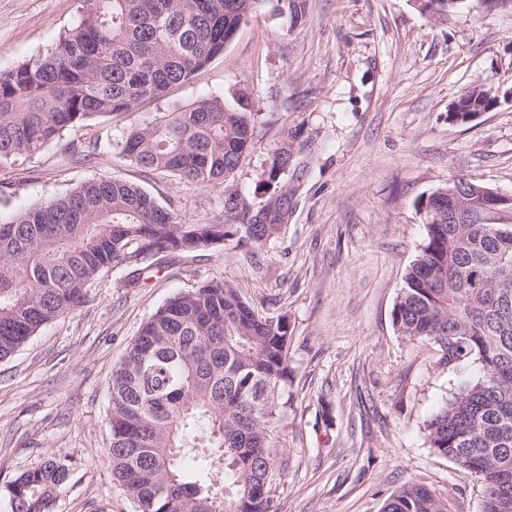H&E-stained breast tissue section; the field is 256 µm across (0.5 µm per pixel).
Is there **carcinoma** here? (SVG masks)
<instances>
[{
  "label": "carcinoma",
  "instance_id": "1",
  "mask_svg": "<svg viewBox=\"0 0 512 512\" xmlns=\"http://www.w3.org/2000/svg\"><path fill=\"white\" fill-rule=\"evenodd\" d=\"M266 0H83L73 32L45 54L0 73V169L96 117L125 113L191 79L224 52L228 31ZM458 0H426L441 15ZM307 0L277 8L306 23ZM468 109L490 108L479 86ZM256 113L240 94L158 112L128 130L121 153L145 172L164 170L204 186L234 176L253 145ZM292 161L288 140L268 179ZM251 207L229 194L224 222L189 224L141 187L87 181L0 222V360L43 325L75 311L116 267L134 288L152 257L191 254L234 240L255 257L288 225V195ZM451 197L431 193L426 237L392 311L398 335L438 346L449 365L471 359L482 375L460 386L426 421L434 452L478 477L482 512H512V223H448ZM242 213L244 224H231ZM288 320L264 316L226 280L170 297L141 327L112 372V475L138 512H277L270 494L272 433L288 375ZM202 465L186 480L182 462ZM49 454L5 485L12 512H48L70 479ZM382 512H457L450 497L408 482Z\"/></svg>",
  "mask_w": 512,
  "mask_h": 512
}]
</instances>
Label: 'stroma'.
Returning a JSON list of instances; mask_svg holds the SVG:
<instances>
[{
    "label": "stroma",
    "mask_w": 512,
    "mask_h": 512,
    "mask_svg": "<svg viewBox=\"0 0 512 512\" xmlns=\"http://www.w3.org/2000/svg\"><path fill=\"white\" fill-rule=\"evenodd\" d=\"M82 0H0V72L37 58L71 32ZM275 0L242 24L223 55L159 101L71 131L0 171V218L92 179H123L190 223L221 218L224 198L254 205L279 193L267 179L283 130L295 134V192L284 234L251 264L235 242L158 258L128 287L106 272L76 312L43 325L0 362V512L7 481L55 453L72 458L53 512H136L112 478V370L141 326L173 295L205 280L233 282L255 309L288 319L285 420L273 444L287 465L271 494L279 512H381L406 482L452 493L481 512L478 478L438 456L426 420L477 363L438 362L437 348L396 333L392 309L425 239L417 204L463 177L512 194V0H460L448 13L416 0H307L289 28ZM481 85L500 104L468 125L450 104ZM246 93L254 144L235 175L203 187L122 158L123 134L155 113ZM97 141L94 156L66 141Z\"/></svg>",
    "instance_id": "1"
}]
</instances>
